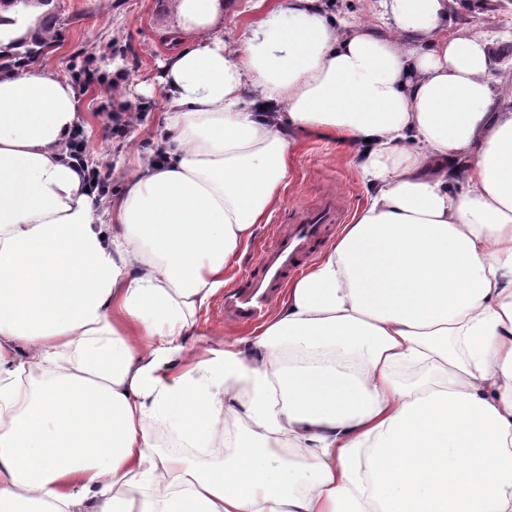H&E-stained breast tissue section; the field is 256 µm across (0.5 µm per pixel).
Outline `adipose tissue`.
<instances>
[{
	"mask_svg": "<svg viewBox=\"0 0 512 512\" xmlns=\"http://www.w3.org/2000/svg\"><path fill=\"white\" fill-rule=\"evenodd\" d=\"M253 7L230 48L222 0H176L157 147L106 207L65 152L77 86L21 46L42 6L0 11V512H512L492 39L445 35L448 0H383L385 33ZM306 132L354 150L366 203L245 346L187 344Z\"/></svg>",
	"mask_w": 512,
	"mask_h": 512,
	"instance_id": "obj_1",
	"label": "adipose tissue"
}]
</instances>
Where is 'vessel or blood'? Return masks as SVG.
<instances>
[{
    "instance_id": "obj_1",
    "label": "vessel or blood",
    "mask_w": 512,
    "mask_h": 512,
    "mask_svg": "<svg viewBox=\"0 0 512 512\" xmlns=\"http://www.w3.org/2000/svg\"><path fill=\"white\" fill-rule=\"evenodd\" d=\"M342 221L333 198L318 206L298 210L293 224L275 227L272 247L261 248L258 271L244 286L224 294V311L243 324L259 322L277 297L289 272L297 270L303 256L323 238L329 225Z\"/></svg>"
}]
</instances>
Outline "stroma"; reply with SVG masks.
Listing matches in <instances>:
<instances>
[{
    "instance_id": "35a3bbf8",
    "label": "stroma",
    "mask_w": 512,
    "mask_h": 512,
    "mask_svg": "<svg viewBox=\"0 0 512 512\" xmlns=\"http://www.w3.org/2000/svg\"><path fill=\"white\" fill-rule=\"evenodd\" d=\"M55 42L41 57L44 68L77 78L82 123L80 131L86 158L111 169L114 160L132 161L149 150L164 110L159 83L161 65L175 25L173 0H52ZM512 16V0H456L448 17L449 32L471 30L495 40L492 77L512 94V43L501 40L502 27ZM119 69L129 78L118 90L100 84L99 76ZM142 108L134 131L121 141L104 138L112 98ZM340 201L345 216H352L367 198L351 157L339 146L313 134H304L291 157V180L283 203L260 225L241 260L227 267L229 286L246 283L260 244L268 241L273 225L289 224L297 207L322 198ZM193 343L205 347L232 345L250 337L254 326L238 323L224 313V298L216 296L195 317Z\"/></svg>"
}]
</instances>
